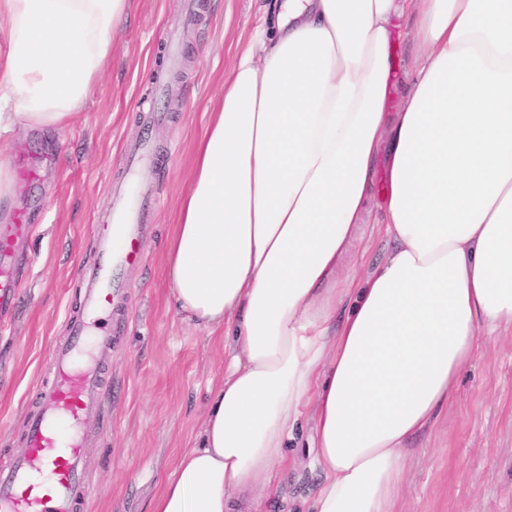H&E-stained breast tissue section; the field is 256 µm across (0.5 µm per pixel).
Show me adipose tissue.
<instances>
[{
    "instance_id": "adipose-tissue-1",
    "label": "adipose tissue",
    "mask_w": 512,
    "mask_h": 512,
    "mask_svg": "<svg viewBox=\"0 0 512 512\" xmlns=\"http://www.w3.org/2000/svg\"><path fill=\"white\" fill-rule=\"evenodd\" d=\"M130 9L0 0V132L81 112ZM407 10L420 51L391 113ZM380 170L393 248L337 289ZM166 265L178 309L236 355L151 512H230L309 403L313 512H394L412 441L481 336L512 330V0H274L198 142Z\"/></svg>"
}]
</instances>
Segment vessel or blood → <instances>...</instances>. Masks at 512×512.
<instances>
[{"label": "vessel or blood", "mask_w": 512, "mask_h": 512, "mask_svg": "<svg viewBox=\"0 0 512 512\" xmlns=\"http://www.w3.org/2000/svg\"><path fill=\"white\" fill-rule=\"evenodd\" d=\"M147 198L135 189L118 192L96 233L98 261L89 274L80 316L69 318L66 342L55 345L53 372L37 390L26 414L24 453L0 461V512H79L83 483V422L104 413L105 372L90 345L97 324L111 317L122 294L123 268L141 262L139 230L133 222ZM23 211L0 225V314L13 310L20 288L14 244L27 234Z\"/></svg>", "instance_id": "1"}]
</instances>
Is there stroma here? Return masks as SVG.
<instances>
[{"instance_id":"obj_1","label":"stroma","mask_w":512,"mask_h":512,"mask_svg":"<svg viewBox=\"0 0 512 512\" xmlns=\"http://www.w3.org/2000/svg\"><path fill=\"white\" fill-rule=\"evenodd\" d=\"M268 0H132L112 35V57L85 109L49 135L0 136V162L41 163L40 176L0 206L23 205L32 232L16 244L28 263L18 308L0 338V456L23 453L24 414L50 371L52 345L79 308V272L96 259L94 231L121 185L125 151L150 139L154 165L140 175L153 199L142 222V263L122 270L123 328L97 354L106 371L105 415L86 420L85 512H150L181 454L191 448L224 380V332L181 314L166 275L167 245L193 173L197 142L224 90L237 51ZM413 18L395 19L389 107L413 75ZM176 34L180 61L168 68L162 42ZM165 115L151 119V110ZM376 180L358 239L336 285L370 274L392 243L381 222ZM304 408L270 485L233 490L234 512H310L321 474L307 450ZM395 512H512V334L486 336L455 400L416 439Z\"/></svg>"}]
</instances>
